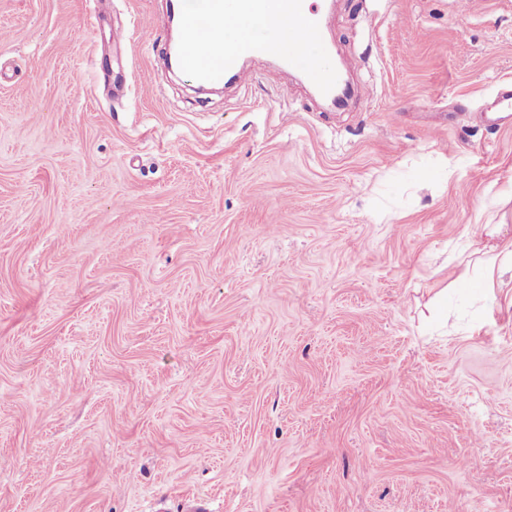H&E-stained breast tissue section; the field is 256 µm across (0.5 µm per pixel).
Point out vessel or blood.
Instances as JSON below:
<instances>
[{
	"label": "vessel or blood",
	"mask_w": 512,
	"mask_h": 512,
	"mask_svg": "<svg viewBox=\"0 0 512 512\" xmlns=\"http://www.w3.org/2000/svg\"><path fill=\"white\" fill-rule=\"evenodd\" d=\"M182 40L178 55L184 69L199 82L246 78L245 62L261 63L283 54L289 65L303 68L326 94H335L339 76L333 68L322 35L317 0H288L276 20L291 35L287 50H280L272 35L247 28L251 19L265 15L266 0H181ZM232 30V45L224 32Z\"/></svg>",
	"instance_id": "vessel-or-blood-1"
}]
</instances>
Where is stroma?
Listing matches in <instances>:
<instances>
[{
  "label": "stroma",
  "instance_id": "stroma-1",
  "mask_svg": "<svg viewBox=\"0 0 512 512\" xmlns=\"http://www.w3.org/2000/svg\"><path fill=\"white\" fill-rule=\"evenodd\" d=\"M326 26L341 109L196 93L167 0H0V512H512V0ZM481 254L482 256L478 258V262L484 266L488 277L491 278L497 265L500 268L503 266L505 259L512 260V242L504 245H485Z\"/></svg>",
  "mask_w": 512,
  "mask_h": 512
}]
</instances>
